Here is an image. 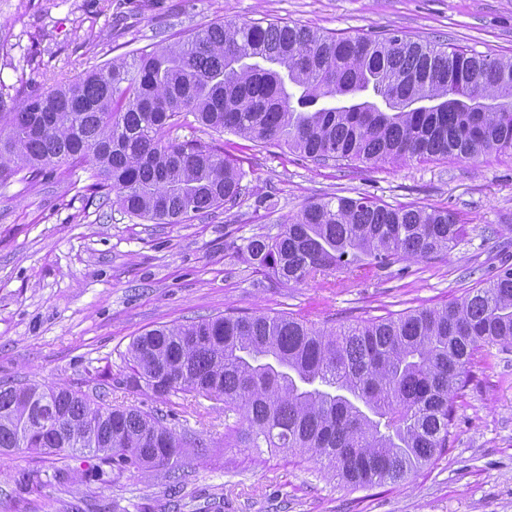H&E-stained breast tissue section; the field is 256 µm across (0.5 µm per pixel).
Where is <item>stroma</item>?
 Wrapping results in <instances>:
<instances>
[{
  "mask_svg": "<svg viewBox=\"0 0 512 512\" xmlns=\"http://www.w3.org/2000/svg\"><path fill=\"white\" fill-rule=\"evenodd\" d=\"M216 21L276 22L350 35L398 30L412 39L512 55V0H0V84L43 89L136 49ZM165 139L223 142L242 170L239 202L185 224H152L101 204L85 165L36 181H0V384L38 382L162 411L172 429L224 435L223 402L179 393L161 401L129 379L125 353L156 326L228 312H282L348 324L433 308L512 266V154L322 166L200 125ZM364 196L451 211L457 245L361 279L300 285L265 278L241 251L276 235L307 204ZM457 401L453 442L405 481L350 491L303 456L193 448L184 487L169 497L161 471L83 481L79 459L0 455V512H68L92 500L117 512H512V345L479 355ZM39 467L71 471L67 485H26Z\"/></svg>",
  "mask_w": 512,
  "mask_h": 512,
  "instance_id": "obj_1",
  "label": "stroma"
}]
</instances>
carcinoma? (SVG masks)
<instances>
[{"instance_id":"cac0c4a2","label":"carcinoma","mask_w":512,"mask_h":512,"mask_svg":"<svg viewBox=\"0 0 512 512\" xmlns=\"http://www.w3.org/2000/svg\"><path fill=\"white\" fill-rule=\"evenodd\" d=\"M0 91V181L90 164L94 193L154 224L235 205L243 173L224 146L164 140L187 117L285 146L315 164H366L512 152V56L419 43L400 31L343 36L280 22L210 23L42 91ZM463 234L446 209L365 197L306 206L241 251L268 278H357L433 259ZM512 344V267L440 308L339 326L279 312L159 325L133 339L134 385L224 399V444L300 453L346 488L407 479L442 454L456 398L486 348ZM163 416L79 390L0 385V451L92 460L85 481L144 468L182 482L187 448Z\"/></svg>"}]
</instances>
